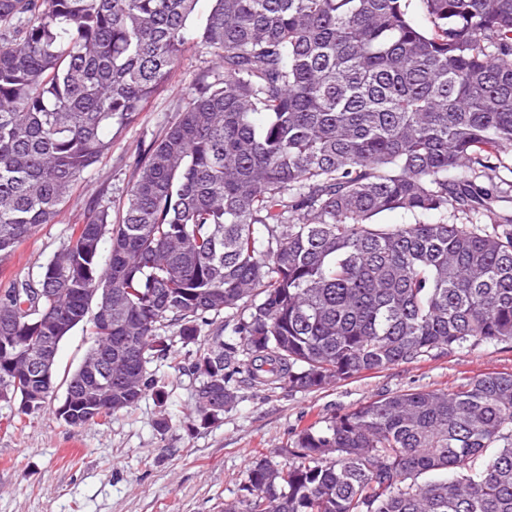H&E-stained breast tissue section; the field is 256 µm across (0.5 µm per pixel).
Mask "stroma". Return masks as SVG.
<instances>
[{"instance_id":"35a3bbf8","label":"stroma","mask_w":512,"mask_h":512,"mask_svg":"<svg viewBox=\"0 0 512 512\" xmlns=\"http://www.w3.org/2000/svg\"><path fill=\"white\" fill-rule=\"evenodd\" d=\"M211 60L199 46L182 56L171 83L127 126L111 153L84 174L74 199L53 223L42 225L0 257V292L27 280L65 246L75 225L102 205L118 211L131 186L140 149L173 123L186 91ZM89 339L75 328L56 358V390L41 409L0 402V512H224L259 459L281 468L300 419L352 411L380 396L409 389L453 390L485 372L512 373V344L481 343L389 367L317 392L237 384L233 408L210 425L190 427L199 378L190 364L196 346L174 341L173 362L153 364L168 383V399H152L102 420L73 427L55 415L66 380L80 365ZM169 428L158 433L156 422Z\"/></svg>"}]
</instances>
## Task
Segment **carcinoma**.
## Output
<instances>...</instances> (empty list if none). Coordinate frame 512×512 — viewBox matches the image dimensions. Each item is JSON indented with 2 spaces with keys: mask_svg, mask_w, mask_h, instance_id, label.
Returning a JSON list of instances; mask_svg holds the SVG:
<instances>
[{
  "mask_svg": "<svg viewBox=\"0 0 512 512\" xmlns=\"http://www.w3.org/2000/svg\"><path fill=\"white\" fill-rule=\"evenodd\" d=\"M0 0V255L71 202L171 80L206 50L187 106L134 164L121 212L92 210L35 277L0 295V392L51 311L91 324L70 413L167 398L166 328L198 341L245 309L239 342L200 347L195 421L233 383L316 392L432 352L512 343V0ZM400 211L413 224H383ZM467 223L448 222V212ZM109 310L111 320L97 318ZM224 512H512V374L407 390L295 429Z\"/></svg>",
  "mask_w": 512,
  "mask_h": 512,
  "instance_id": "cac0c4a2",
  "label": "carcinoma"
}]
</instances>
